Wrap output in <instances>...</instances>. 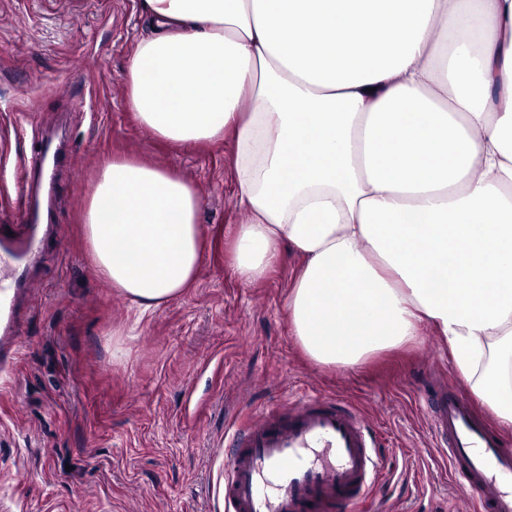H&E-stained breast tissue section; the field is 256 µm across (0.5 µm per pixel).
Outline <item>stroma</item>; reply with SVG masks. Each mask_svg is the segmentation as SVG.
<instances>
[{
    "label": "stroma",
    "mask_w": 512,
    "mask_h": 512,
    "mask_svg": "<svg viewBox=\"0 0 512 512\" xmlns=\"http://www.w3.org/2000/svg\"><path fill=\"white\" fill-rule=\"evenodd\" d=\"M148 28L140 0H0V225L21 165L63 131L71 164L52 194L56 236L35 258L16 336L0 338V512H221L224 438L237 417L289 393L319 391L357 408L388 469L373 512H474L437 449L419 398L464 385L430 327L358 369L310 359L286 308L299 259L283 252L260 283L227 259L247 221L231 191L229 142L172 145L126 106L125 73ZM124 154L201 187L208 232L193 288L137 320L96 274L82 224L98 165Z\"/></svg>",
    "instance_id": "35a3bbf8"
}]
</instances>
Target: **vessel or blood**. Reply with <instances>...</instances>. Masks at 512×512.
<instances>
[{"instance_id":"b4317fda","label":"vessel or blood","mask_w":512,"mask_h":512,"mask_svg":"<svg viewBox=\"0 0 512 512\" xmlns=\"http://www.w3.org/2000/svg\"><path fill=\"white\" fill-rule=\"evenodd\" d=\"M45 179L41 159L28 163L17 200L28 230L0 237V332L6 334L15 328V299L29 283L30 263L54 230L40 221ZM428 406L431 428L444 438L448 464L478 512H512V448L477 417L463 390L431 394ZM384 467L360 412L313 392L241 419L218 491L225 512H357Z\"/></svg>"}]
</instances>
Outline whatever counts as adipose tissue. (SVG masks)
Segmentation results:
<instances>
[{
    "mask_svg": "<svg viewBox=\"0 0 512 512\" xmlns=\"http://www.w3.org/2000/svg\"><path fill=\"white\" fill-rule=\"evenodd\" d=\"M126 104L175 144L232 141L242 284L288 246L292 332L358 367L430 325L512 427V0H141ZM203 195L104 162L93 266L140 315L197 279Z\"/></svg>",
    "mask_w": 512,
    "mask_h": 512,
    "instance_id": "adipose-tissue-1",
    "label": "adipose tissue"
}]
</instances>
